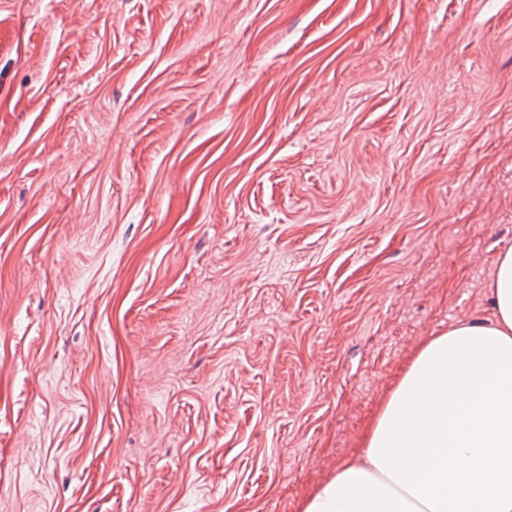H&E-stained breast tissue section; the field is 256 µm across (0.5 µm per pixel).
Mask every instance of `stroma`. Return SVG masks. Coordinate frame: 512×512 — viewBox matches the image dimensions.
<instances>
[{
    "mask_svg": "<svg viewBox=\"0 0 512 512\" xmlns=\"http://www.w3.org/2000/svg\"><path fill=\"white\" fill-rule=\"evenodd\" d=\"M512 246V0H0V512H301Z\"/></svg>",
    "mask_w": 512,
    "mask_h": 512,
    "instance_id": "obj_1",
    "label": "stroma"
}]
</instances>
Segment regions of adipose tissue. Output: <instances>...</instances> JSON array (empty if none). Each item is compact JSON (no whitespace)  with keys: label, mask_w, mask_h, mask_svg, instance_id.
Here are the masks:
<instances>
[{"label":"adipose tissue","mask_w":512,"mask_h":512,"mask_svg":"<svg viewBox=\"0 0 512 512\" xmlns=\"http://www.w3.org/2000/svg\"><path fill=\"white\" fill-rule=\"evenodd\" d=\"M494 317L434 337L302 512H512V247Z\"/></svg>","instance_id":"obj_1"}]
</instances>
